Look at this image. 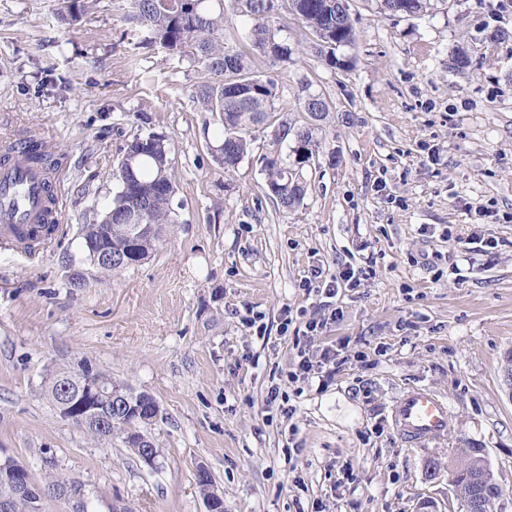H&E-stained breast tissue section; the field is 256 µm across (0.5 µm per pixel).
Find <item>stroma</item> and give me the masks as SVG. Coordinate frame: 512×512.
Segmentation results:
<instances>
[{"label": "stroma", "mask_w": 512, "mask_h": 512, "mask_svg": "<svg viewBox=\"0 0 512 512\" xmlns=\"http://www.w3.org/2000/svg\"><path fill=\"white\" fill-rule=\"evenodd\" d=\"M348 5L356 41L336 55L351 68L328 67L284 9L271 27L290 62L256 61L278 118L304 122L308 94L329 104L308 192L286 211L267 194L270 130L219 169L201 67L138 46L129 0H86L73 25L60 0H0V149L37 138L59 160L56 235L35 255L0 247V457L39 482L53 456L91 512H206L202 467L224 512H464L448 468L480 448L494 512H512V7ZM151 134L173 147L175 221L147 261L106 276L80 229L111 206L126 144ZM349 266L365 277L332 302L307 289ZM325 350L330 380L289 382L299 352ZM84 359L156 401L157 468L42 395L49 371ZM412 387L449 407L446 435L420 448L388 415Z\"/></svg>", "instance_id": "35a3bbf8"}]
</instances>
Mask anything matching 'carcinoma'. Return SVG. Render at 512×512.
<instances>
[{"label": "carcinoma", "mask_w": 512, "mask_h": 512, "mask_svg": "<svg viewBox=\"0 0 512 512\" xmlns=\"http://www.w3.org/2000/svg\"><path fill=\"white\" fill-rule=\"evenodd\" d=\"M288 12L308 28L315 37L314 50L330 67H344L346 62L336 56V50L355 42L353 21L343 26L336 25V9L328 7L329 0H287ZM236 12L253 21L249 41L253 50L275 65L291 59L293 49L285 41L276 39L271 29V19L279 9L278 0H231ZM86 5L80 0H62L61 16L75 22L84 12ZM127 20L136 30L145 33V44L158 45L170 54L201 65L208 79L195 88V98L201 111L209 112L221 122L222 135L211 149L214 162L228 174L238 165L251 147V132L256 128H272V150L263 155L268 195L276 199L284 209L298 206L306 194L303 173L289 156H283L281 145L294 143L292 153H302L301 162L308 163L316 146L314 133L318 123L326 120L329 112L321 115L302 110L307 122L296 124L276 118L273 102L276 83L254 70L252 54L236 50L226 43L224 36V0H131ZM20 161L55 167L58 160L51 154L27 146L21 153L6 148L0 155L3 165ZM118 191L112 205L100 217L98 224H84L81 227L84 242H92L99 236L102 224L112 225V252H125L129 239L125 225L130 223L129 208L134 199L147 197V211L143 223L150 225L151 233L145 235L134 250L141 258H148L160 238L162 226L173 223L172 199L176 193L170 148L166 140L157 135L135 137L122 154L113 170ZM47 203L46 222L42 234L33 233L18 236L17 242L27 249H34L51 239L55 230L52 214L55 195L52 182L43 184ZM74 367L58 368L52 371L42 385L43 395L55 409H60V382L73 373ZM131 410L123 415L112 416V431L128 435L141 432L149 422L152 404L149 398L140 397L128 386L122 384L115 389ZM483 466L478 449H470L469 455L455 467L458 497L465 512H472L470 502L476 493L468 483L469 475ZM10 501V512H43V504L34 501L26 491L0 477V499Z\"/></svg>", "instance_id": "cac0c4a2"}]
</instances>
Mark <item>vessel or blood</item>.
Masks as SVG:
<instances>
[{"mask_svg":"<svg viewBox=\"0 0 512 512\" xmlns=\"http://www.w3.org/2000/svg\"><path fill=\"white\" fill-rule=\"evenodd\" d=\"M44 179V172L35 168L0 167L1 240L11 238L14 226L40 222ZM391 414L397 433L416 446L440 439L448 429L446 401L425 388L405 392Z\"/></svg>","mask_w":512,"mask_h":512,"instance_id":"obj_1","label":"vessel or blood"}]
</instances>
